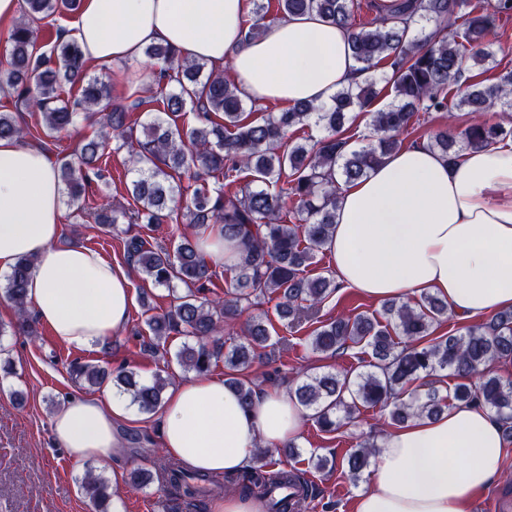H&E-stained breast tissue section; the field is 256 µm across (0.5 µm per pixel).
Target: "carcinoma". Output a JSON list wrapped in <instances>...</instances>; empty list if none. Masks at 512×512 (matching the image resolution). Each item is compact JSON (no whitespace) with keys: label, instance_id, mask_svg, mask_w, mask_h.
Masks as SVG:
<instances>
[{"label":"carcinoma","instance_id":"carcinoma-1","mask_svg":"<svg viewBox=\"0 0 512 512\" xmlns=\"http://www.w3.org/2000/svg\"><path fill=\"white\" fill-rule=\"evenodd\" d=\"M273 4L281 20L314 12L347 30L352 56L365 79L339 90L328 107L301 104L255 118L245 112L238 88L224 72L182 60L170 47L149 45L144 55L161 64L157 81L173 67L182 78L177 90L159 99L166 118H154L139 136L128 123V108L110 103L109 86L88 75L76 40L59 35L46 51L38 45L40 22L57 12H78L80 0H22V20L11 30L7 66L0 68V90L15 93L29 111L39 113L48 137L72 126L79 107L103 111L98 135L82 146L77 162L64 163L58 171L69 201L75 202L91 176H102V161L110 150H126L134 168L132 203L101 204L93 211L95 223L115 230L120 224L176 222L179 203L187 197L183 216L191 227L216 226L224 240L237 243L239 261L224 265V297L211 298L213 266L197 243L184 239L172 248L148 247L139 235L124 241L127 260L143 279L171 292L177 282L185 287L169 310L147 318L153 343L146 351L159 353L173 334L188 337L193 343L182 346L177 361L199 375L220 357L237 373L262 358L269 333L261 321L245 323L240 343L228 346L223 336L224 324L240 316L242 304L253 298L277 295V313L291 325L315 318L322 302L338 289L335 279L310 275L308 268L331 237L339 184L366 176L400 148L403 135L415 129L420 116L455 110L477 115L464 128L446 127L430 137L428 147L450 162L468 149L512 137V127L479 119L512 112V70L497 68L486 42L492 28L512 19V0H488L486 6L472 0H372L375 16L362 22L356 20V0H253L247 38L263 33ZM380 79L393 101L375 110ZM64 82L79 88L77 101L61 98ZM188 106L197 125L184 129L177 118ZM357 112L370 117V132L361 134L366 144L360 146L351 144L346 126ZM305 126L323 133L287 141L289 131ZM31 136L32 130L19 124L14 113L0 112V138ZM203 173L237 184L239 190L212 186ZM184 176L188 184L182 186L178 181ZM34 265V258L22 257L6 278L5 294L17 311L12 325L16 336L37 335L27 310V280ZM385 310L392 328L358 314L314 329L311 347L316 352L334 355L350 343L364 342L373 355L369 370L352 379L327 372L295 387L294 397L313 411L317 425L333 432L361 405L389 409L395 424L434 416L443 411L444 397L434 389L422 393L407 388L422 374L446 370L456 379L453 400L493 409L512 441V382L492 370L496 362L512 358V309L450 336L434 335V324L447 306L432 294H422L413 305L391 301ZM476 373L482 374V382L474 387L470 378ZM70 375L90 387L112 379L146 413L159 408L167 385L159 374L146 384L134 370L112 372L77 361L70 365ZM227 382L244 404H251L256 389L249 382L235 376ZM376 448L366 441L348 456L353 481L362 478ZM273 454L257 448L253 465L235 478L168 465L164 480L173 493L165 512H184L203 496L219 497L229 482L263 500L267 512H297L309 486L296 472L272 469ZM81 488L98 512H109L111 496L102 476L86 472Z\"/></svg>","mask_w":512,"mask_h":512}]
</instances>
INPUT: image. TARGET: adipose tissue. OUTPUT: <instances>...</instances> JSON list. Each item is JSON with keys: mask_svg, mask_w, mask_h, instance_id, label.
<instances>
[{"mask_svg": "<svg viewBox=\"0 0 512 512\" xmlns=\"http://www.w3.org/2000/svg\"><path fill=\"white\" fill-rule=\"evenodd\" d=\"M247 13V0H84L72 36L94 65L134 62L162 44L230 66L241 95L259 106L328 104L356 79L347 31L311 13L267 23L249 39ZM60 197L57 168L41 147L0 139V274L34 257L28 298L39 321L83 350L127 324L130 281L96 251L61 243ZM328 251L337 282L376 302L431 293L465 320L512 308V139L453 164L425 145L401 146L341 187ZM132 412L119 394L73 397L52 431L73 460L108 464L120 446L115 426ZM307 419L286 390H262L246 408L223 377L198 376L167 393L163 452L233 476L250 468L257 447L298 437ZM508 446L482 406L411 418L379 440L370 487L352 512H469Z\"/></svg>", "mask_w": 512, "mask_h": 512, "instance_id": "obj_1", "label": "adipose tissue"}]
</instances>
